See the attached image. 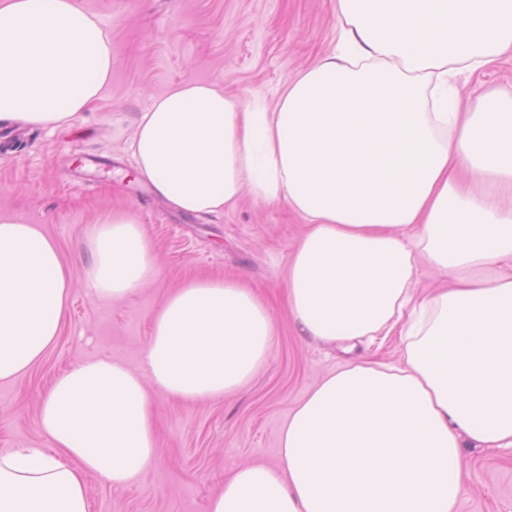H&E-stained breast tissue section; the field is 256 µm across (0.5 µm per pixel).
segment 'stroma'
<instances>
[{
    "mask_svg": "<svg viewBox=\"0 0 512 512\" xmlns=\"http://www.w3.org/2000/svg\"><path fill=\"white\" fill-rule=\"evenodd\" d=\"M105 25L112 82L72 126L22 130L0 153V214L21 215L57 241L73 289L59 336L25 376L0 381V452L50 447L39 406L53 380L77 363L115 358L142 365L152 319L183 283L235 277L257 290L276 321L271 354L236 394L200 402L157 396L158 453L136 480L115 487L87 479L90 512H206L238 467L277 460L295 407L347 358L300 335L285 302V275L305 229L282 200L243 195L202 216L168 207L137 180L127 132L152 98L188 82L246 101L275 104L285 82L339 44L336 0H76ZM140 221L157 277L112 302L91 291L87 234L115 208ZM465 490L456 512H512V448L466 447Z\"/></svg>",
    "mask_w": 512,
    "mask_h": 512,
    "instance_id": "stroma-1",
    "label": "stroma"
}]
</instances>
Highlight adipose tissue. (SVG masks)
<instances>
[{"label":"adipose tissue","mask_w":512,"mask_h":512,"mask_svg":"<svg viewBox=\"0 0 512 512\" xmlns=\"http://www.w3.org/2000/svg\"><path fill=\"white\" fill-rule=\"evenodd\" d=\"M341 47L275 106L206 83L154 98L129 148L178 212L242 190L306 221L288 263L297 332L323 343L399 333V364L359 358L292 411L275 464L238 468L208 512H455L465 446L512 447V94L462 100L461 77L512 52V0H336ZM112 47L76 0H0V125H72L108 90ZM88 281L120 301L156 276L138 219L88 234ZM449 287L419 295V263ZM72 288L58 244L0 216V381L40 362ZM276 324L241 283L193 280L155 314L142 369L76 365L40 407L38 447L0 454V512H89L86 473L121 486L157 455L153 395L239 390Z\"/></svg>","instance_id":"ef3b65f1"}]
</instances>
